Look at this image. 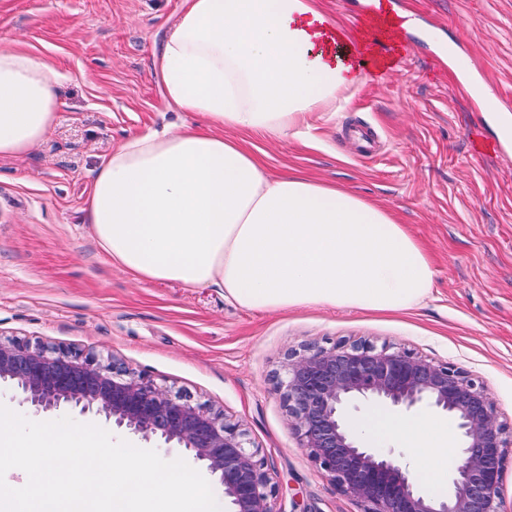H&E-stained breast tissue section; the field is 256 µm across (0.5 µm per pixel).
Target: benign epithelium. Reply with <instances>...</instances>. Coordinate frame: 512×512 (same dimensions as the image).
Returning a JSON list of instances; mask_svg holds the SVG:
<instances>
[{"mask_svg":"<svg viewBox=\"0 0 512 512\" xmlns=\"http://www.w3.org/2000/svg\"><path fill=\"white\" fill-rule=\"evenodd\" d=\"M13 384L35 414L94 415L146 442L190 456L220 485L224 512H278L257 451L242 425L171 394L154 380L94 352L0 342V383ZM300 447L363 512H501L512 434L487 391L451 364L369 343L335 344L288 360L282 382ZM448 417L460 459L446 495L423 488L399 457L353 433L349 408Z\"/></svg>","mask_w":512,"mask_h":512,"instance_id":"1","label":"benign epithelium"}]
</instances>
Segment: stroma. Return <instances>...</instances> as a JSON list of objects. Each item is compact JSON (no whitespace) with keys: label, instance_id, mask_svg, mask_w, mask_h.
Returning <instances> with one entry per match:
<instances>
[{"label":"stroma","instance_id":"1","mask_svg":"<svg viewBox=\"0 0 512 512\" xmlns=\"http://www.w3.org/2000/svg\"><path fill=\"white\" fill-rule=\"evenodd\" d=\"M410 24L396 69L361 82L315 132L319 148L246 135L274 172L306 170L393 212L435 270L406 312L310 305L240 308L220 286L142 281L113 266L83 207L95 172L127 138L171 122L152 54L181 0H0V48L52 62L58 118L29 152L0 158V339L97 352L242 424L283 512H362L300 447L283 390L290 357L314 347L391 344L451 363L482 384L512 424V0H385ZM467 70L461 87L454 65ZM370 125L380 150L357 155Z\"/></svg>","mask_w":512,"mask_h":512}]
</instances>
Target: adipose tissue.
<instances>
[{"label":"adipose tissue","mask_w":512,"mask_h":512,"mask_svg":"<svg viewBox=\"0 0 512 512\" xmlns=\"http://www.w3.org/2000/svg\"><path fill=\"white\" fill-rule=\"evenodd\" d=\"M370 42L369 29L349 31L314 0H182L154 67L167 107L200 121L131 136L100 164L85 218L113 265L221 286L250 311L420 306L433 264L393 213L331 182L271 173L239 139L311 142L320 113L349 105ZM51 72L27 51L0 50V158L55 124ZM358 427L398 439L432 481L459 462L445 421L373 411Z\"/></svg>","instance_id":"adipose-tissue-1"}]
</instances>
